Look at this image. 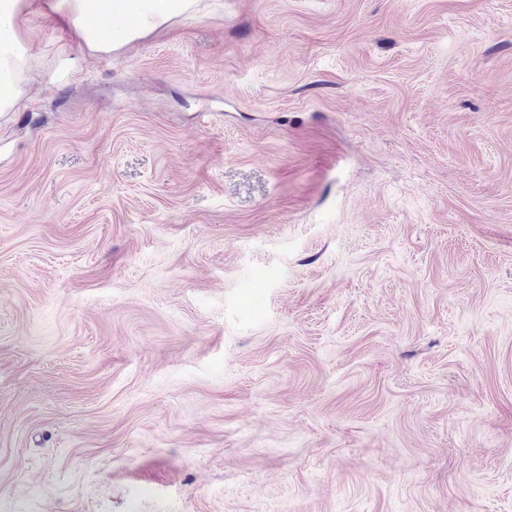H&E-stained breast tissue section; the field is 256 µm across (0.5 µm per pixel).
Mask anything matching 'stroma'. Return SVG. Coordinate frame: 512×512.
Returning <instances> with one entry per match:
<instances>
[{
	"label": "stroma",
	"instance_id": "35a3bbf8",
	"mask_svg": "<svg viewBox=\"0 0 512 512\" xmlns=\"http://www.w3.org/2000/svg\"><path fill=\"white\" fill-rule=\"evenodd\" d=\"M30 27L0 512H512V0Z\"/></svg>",
	"mask_w": 512,
	"mask_h": 512
}]
</instances>
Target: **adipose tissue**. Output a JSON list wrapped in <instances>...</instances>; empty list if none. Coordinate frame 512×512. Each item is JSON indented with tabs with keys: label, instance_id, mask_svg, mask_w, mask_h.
Segmentation results:
<instances>
[{
	"label": "adipose tissue",
	"instance_id": "1",
	"mask_svg": "<svg viewBox=\"0 0 512 512\" xmlns=\"http://www.w3.org/2000/svg\"><path fill=\"white\" fill-rule=\"evenodd\" d=\"M200 0H0V115L15 111L35 56L32 19L51 21L95 55L142 38L178 16H191Z\"/></svg>",
	"mask_w": 512,
	"mask_h": 512
}]
</instances>
